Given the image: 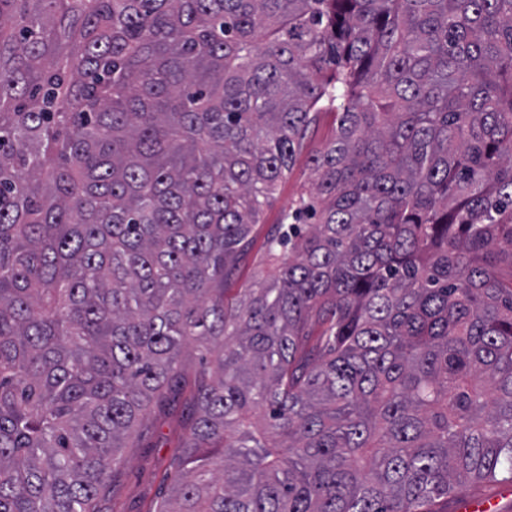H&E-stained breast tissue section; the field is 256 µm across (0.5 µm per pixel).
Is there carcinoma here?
<instances>
[{"label": "carcinoma", "instance_id": "carcinoma-1", "mask_svg": "<svg viewBox=\"0 0 512 512\" xmlns=\"http://www.w3.org/2000/svg\"><path fill=\"white\" fill-rule=\"evenodd\" d=\"M186 393L152 512L512 485V0H0V512H100ZM310 179V172L306 168L303 160L288 174L287 179L281 184L279 190L265 208L262 218V224L256 226L257 243L253 253L241 264V268L236 281L228 288H246L256 277V263L259 256L255 254L260 247L263 236L271 224H276L282 211L288 210L304 186H307Z\"/></svg>", "mask_w": 512, "mask_h": 512}]
</instances>
